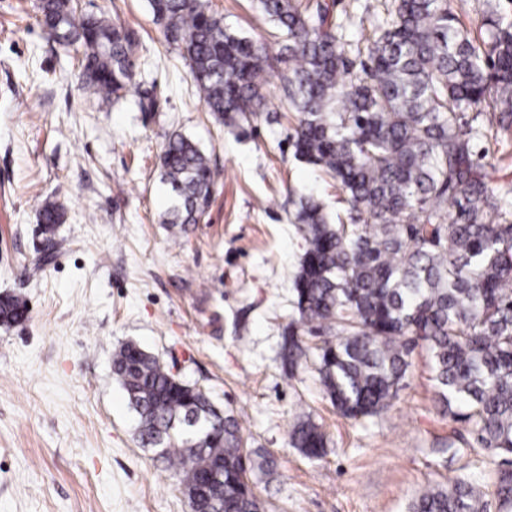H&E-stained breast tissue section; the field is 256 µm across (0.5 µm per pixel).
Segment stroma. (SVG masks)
I'll return each mask as SVG.
<instances>
[{
  "mask_svg": "<svg viewBox=\"0 0 512 512\" xmlns=\"http://www.w3.org/2000/svg\"><path fill=\"white\" fill-rule=\"evenodd\" d=\"M38 0H0V295L23 296L25 322L0 325V512H190L179 477L142 447L112 376L132 341L239 422L271 469L252 479L265 512H406L424 485L474 469L442 446L427 352L398 399L366 422L341 417L315 368L289 376L280 353L304 242L288 201L347 203L335 181L296 160V119L277 80L252 123L218 121L147 0H80L139 30L136 84L109 111L80 89L78 56L39 25ZM224 26L263 39L253 0H209ZM157 100L140 111L141 96ZM215 172L210 207L187 230L163 223L160 155L172 132ZM493 184H512V131L489 127ZM63 208L41 233L46 202ZM311 419L327 437L305 457L289 433Z\"/></svg>",
  "mask_w": 512,
  "mask_h": 512,
  "instance_id": "35a3bbf8",
  "label": "stroma"
}]
</instances>
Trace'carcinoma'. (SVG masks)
<instances>
[{"label":"carcinoma","mask_w":512,"mask_h":512,"mask_svg":"<svg viewBox=\"0 0 512 512\" xmlns=\"http://www.w3.org/2000/svg\"><path fill=\"white\" fill-rule=\"evenodd\" d=\"M273 25L268 40L224 28L208 0H148L164 40L179 50L208 111L235 126L266 104L270 76L298 114L295 158L320 167L347 195L346 217L331 222L315 199L297 203L306 248L293 278L295 318L282 360L290 374L310 348L299 331L328 333L316 347L319 379L336 411L361 420L397 399L417 347L432 361L437 402L468 435L448 438L497 462V495L512 502L511 186L491 183L486 154L473 151L481 126L461 113H490L512 128V14L492 12L487 38L458 25L449 0H384L372 33L348 57L350 18L327 0H256ZM39 22L79 53L81 89L109 108L134 85L140 37L116 19L77 14L74 0H39ZM214 172L207 155L174 133L161 156L170 201L162 223L195 224L206 211ZM62 219L41 209L44 231ZM19 295L0 298V324L26 320ZM112 374L139 421L142 446L156 449L186 495L224 471V491L189 503L197 512H261L248 480L252 452L237 421L133 342L112 357ZM289 443L323 455L325 434L299 421ZM475 475L431 484L407 512H485Z\"/></svg>","instance_id":"cac0c4a2"}]
</instances>
